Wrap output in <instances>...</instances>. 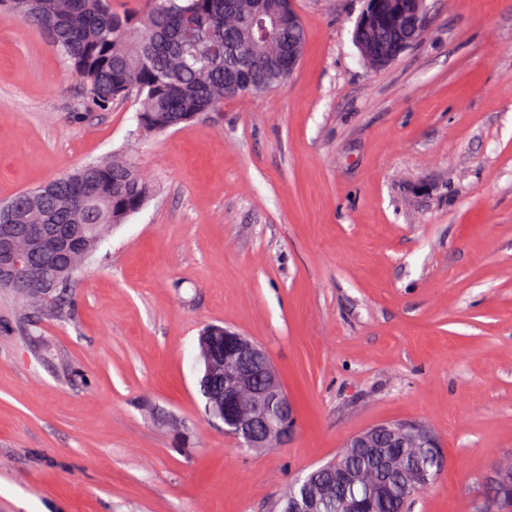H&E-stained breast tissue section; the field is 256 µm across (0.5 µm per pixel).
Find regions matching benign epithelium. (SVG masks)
<instances>
[{"label": "benign epithelium", "instance_id": "7a95c632", "mask_svg": "<svg viewBox=\"0 0 512 512\" xmlns=\"http://www.w3.org/2000/svg\"><path fill=\"white\" fill-rule=\"evenodd\" d=\"M427 0H409V11L403 14L409 34L408 44L418 40L425 29ZM268 63L288 77L297 65L296 54L288 53V60L274 53ZM28 242H43L57 251L64 259L78 252L66 238L64 225L53 223V217L42 211L39 222H32L29 213L21 210L14 215V223L0 225V283L11 285L17 272L32 264L29 249L22 247L18 238ZM209 362L208 380L212 384L218 402L225 404L235 400L244 391L253 396L250 413L233 414L224 424V432L244 442L249 448H262L272 437L283 438V430L273 426L264 414V408L277 403L288 409V418H295V405L266 351L245 336L222 326H212L203 332ZM409 440L419 441L432 448L438 465H443L439 443L432 431L420 423L380 424L350 438L349 448H368L385 469H390V460L397 448L405 447ZM491 487L501 497L495 504L505 506L512 503V471L495 467L489 477Z\"/></svg>", "mask_w": 512, "mask_h": 512}]
</instances>
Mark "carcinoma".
I'll use <instances>...</instances> for the list:
<instances>
[{
    "label": "carcinoma",
    "instance_id": "cac0c4a2",
    "mask_svg": "<svg viewBox=\"0 0 512 512\" xmlns=\"http://www.w3.org/2000/svg\"><path fill=\"white\" fill-rule=\"evenodd\" d=\"M5 15L17 16L33 29L48 33L58 54L84 85L91 103L107 110L112 103L135 97L138 129L164 133L182 123L203 120L231 98L225 80L241 81L237 96L278 85L266 60L269 40L277 37L288 49L304 44L302 23L273 32L267 25V0H145L140 12H117L112 0H0ZM399 17L373 12L355 26L357 45L392 46L400 38ZM156 194L155 184L126 158L109 157L60 177L56 195L42 206L73 225L81 240L78 259L60 275L59 287L46 299L33 286L52 271L50 257L23 272L11 289L51 314L62 310L75 273L121 224ZM339 463L357 473L344 487L328 474L311 471L305 480L330 484L332 491L319 512H346L345 501L366 498L381 473L361 448H345ZM413 469L440 474L429 450L412 445L394 462L396 495L377 499L371 512H411L424 493L409 485Z\"/></svg>",
    "mask_w": 512,
    "mask_h": 512
}]
</instances>
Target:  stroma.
I'll use <instances>...</instances> for the list:
<instances>
[{
  "mask_svg": "<svg viewBox=\"0 0 512 512\" xmlns=\"http://www.w3.org/2000/svg\"><path fill=\"white\" fill-rule=\"evenodd\" d=\"M366 0H294L293 74L137 135L92 109L47 36L0 19V202L115 153L157 193L57 316L0 288V512H275L375 425L422 422L446 465L414 512H485L512 454V0H427L382 69ZM268 353L298 407L243 454L199 392L209 324ZM409 1V11L401 13L405 18L406 28L409 34V41L406 46L412 45L419 38L418 34L425 29L427 19V0H406Z\"/></svg>",
  "mask_w": 512,
  "mask_h": 512,
  "instance_id": "1",
  "label": "stroma"
}]
</instances>
